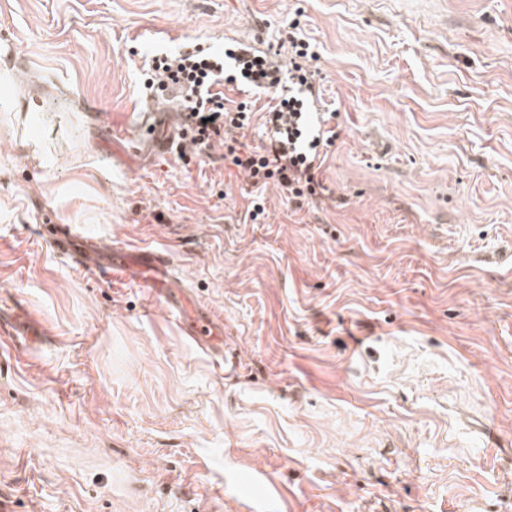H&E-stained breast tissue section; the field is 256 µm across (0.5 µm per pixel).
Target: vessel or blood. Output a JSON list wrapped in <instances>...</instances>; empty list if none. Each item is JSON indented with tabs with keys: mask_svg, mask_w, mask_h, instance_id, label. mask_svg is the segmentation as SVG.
<instances>
[{
	"mask_svg": "<svg viewBox=\"0 0 512 512\" xmlns=\"http://www.w3.org/2000/svg\"><path fill=\"white\" fill-rule=\"evenodd\" d=\"M170 125V115L161 112L128 113L123 127L126 151L136 154L149 145L164 155L182 149L183 143L177 140ZM47 242L72 265L106 272L145 288L176 316L185 335L206 348L216 349L224 334L223 325L201 311L188 310L189 299L176 284L168 255L147 246L107 245L68 224L49 235Z\"/></svg>",
	"mask_w": 512,
	"mask_h": 512,
	"instance_id": "obj_1",
	"label": "vessel or blood"
}]
</instances>
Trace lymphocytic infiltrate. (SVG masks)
I'll return each instance as SVG.
<instances>
[{"mask_svg": "<svg viewBox=\"0 0 512 512\" xmlns=\"http://www.w3.org/2000/svg\"><path fill=\"white\" fill-rule=\"evenodd\" d=\"M287 41V63L269 67L263 56L254 55L241 60L236 75L215 74L211 62L191 52L155 59L149 65L158 90L176 86L182 91L193 153L205 155L222 146L225 165L247 177L257 197L249 212L253 219L264 212L258 197L268 187L278 188L295 204L323 195L319 173L337 138L334 128L322 124L312 139H303L302 129L309 120L303 99L317 92L319 72L311 67L317 54L297 32H288ZM223 83L235 86L243 101L226 103L219 90ZM260 93L267 101L259 106L253 97ZM257 116L267 131V142L252 146L246 137Z\"/></svg>", "mask_w": 512, "mask_h": 512, "instance_id": "lymphocytic-infiltrate-1", "label": "lymphocytic infiltrate"}]
</instances>
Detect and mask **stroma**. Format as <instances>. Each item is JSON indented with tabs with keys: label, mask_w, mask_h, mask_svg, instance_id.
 <instances>
[{
	"label": "stroma",
	"mask_w": 512,
	"mask_h": 512,
	"mask_svg": "<svg viewBox=\"0 0 512 512\" xmlns=\"http://www.w3.org/2000/svg\"><path fill=\"white\" fill-rule=\"evenodd\" d=\"M298 23L325 195L103 150L158 53ZM167 251L227 366L35 234ZM0 512H512V0H0ZM250 474L251 497L239 482Z\"/></svg>",
	"instance_id": "1"
}]
</instances>
